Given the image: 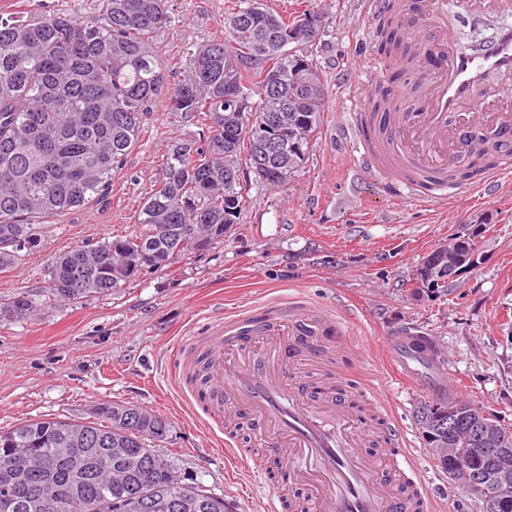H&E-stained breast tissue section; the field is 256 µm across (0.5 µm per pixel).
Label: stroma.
Segmentation results:
<instances>
[{"mask_svg": "<svg viewBox=\"0 0 512 512\" xmlns=\"http://www.w3.org/2000/svg\"><path fill=\"white\" fill-rule=\"evenodd\" d=\"M229 0H168L174 18L156 39L165 62L190 71L189 49L224 32ZM99 0H0V14L34 16L60 7L96 13ZM281 12L316 8L328 23L311 53L327 89L320 133L304 167L285 187L271 189L247 176V194L235 231L207 251L176 259L125 288L45 307L36 317L0 326V430L49 418H89L97 404H137L162 415L169 432L153 446L172 457L180 474L231 503L232 512H267L284 481L280 463L235 432L244 457L224 456L172 378L171 349L198 320L262 302L295 289L354 320L351 349L327 356L325 372L337 379L373 381L393 405L415 448L433 497V512H482L435 465L416 424L430 393L409 381L382 377L365 349L381 351L393 330L436 337L462 381V398L512 423V182L480 199L470 190L444 205H400L381 196L354 164L349 146L332 135L340 97L337 76L377 61L378 38L367 28L364 0H267ZM457 40L489 41L511 22L489 12L471 18L447 0ZM193 120L156 106L145 117L135 148L114 172L103 196L54 218L43 248L22 254L0 272V296L46 286L55 259L88 240L137 232L135 212L150 193L172 144L198 138ZM476 228L482 257L473 270L451 279L438 300L410 294L404 277L460 226ZM265 475L256 483L254 471Z\"/></svg>", "mask_w": 512, "mask_h": 512, "instance_id": "stroma-1", "label": "stroma"}]
</instances>
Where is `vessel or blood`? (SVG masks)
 <instances>
[{
	"label": "vessel or blood",
	"mask_w": 512,
	"mask_h": 512,
	"mask_svg": "<svg viewBox=\"0 0 512 512\" xmlns=\"http://www.w3.org/2000/svg\"><path fill=\"white\" fill-rule=\"evenodd\" d=\"M465 14L512 12V0H458ZM408 42L425 58V83L412 111L387 114L383 132L354 127L352 155L362 174L406 204L457 198L450 173L489 141L496 162L475 193L487 196L512 173V27L477 53L458 50L445 0H416L400 14ZM350 342V322L303 296L239 306L173 346L174 367L190 377L194 402L214 420L242 418L268 455L288 470L268 512H429L431 496L414 453L381 389L309 382L325 356L322 337ZM387 355L404 371L426 364L448 378L439 340L390 333ZM434 385V393L442 387Z\"/></svg>",
	"instance_id": "obj_1"
}]
</instances>
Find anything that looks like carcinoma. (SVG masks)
<instances>
[{
  "instance_id": "carcinoma-1",
  "label": "carcinoma",
  "mask_w": 512,
  "mask_h": 512,
  "mask_svg": "<svg viewBox=\"0 0 512 512\" xmlns=\"http://www.w3.org/2000/svg\"><path fill=\"white\" fill-rule=\"evenodd\" d=\"M384 19L380 50L390 73L368 101L374 116L391 109L394 79L414 63L399 15ZM315 11L285 16L263 0H236L224 35L193 54L187 79L169 81L154 41L171 26L167 0H100L98 13L68 9L26 20L0 16V270L22 251L43 246L45 219L102 195L112 172L138 140L143 117L163 103L206 130L174 144L136 216L138 233L85 243L59 257L44 299L71 301L109 294L143 272L197 254L196 243L221 240L239 223L247 186L241 167L269 186L287 182L309 157L322 124L326 87L303 50L288 55V29ZM243 106L224 101V75ZM247 147L242 153L241 147ZM494 155L451 175L475 177ZM450 243L432 250L406 284L412 292L448 295ZM36 295L0 298V323L28 319ZM501 417L469 400H439L417 416L435 445L471 456L466 421ZM95 421L52 418L0 431V512H224V499L184 483L172 461L149 445L169 432L166 419L130 403H101ZM126 449L134 465L112 455ZM69 454L83 468L68 466Z\"/></svg>"
}]
</instances>
